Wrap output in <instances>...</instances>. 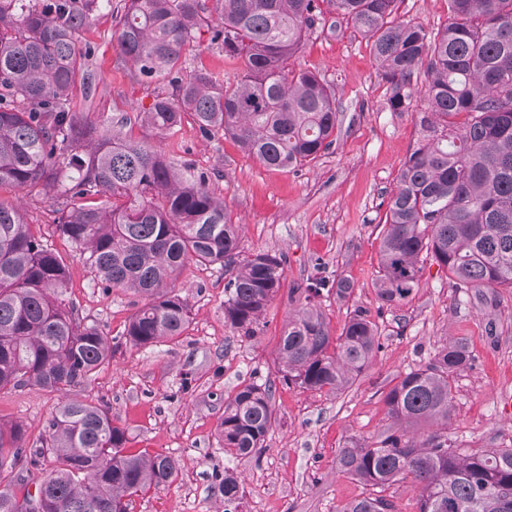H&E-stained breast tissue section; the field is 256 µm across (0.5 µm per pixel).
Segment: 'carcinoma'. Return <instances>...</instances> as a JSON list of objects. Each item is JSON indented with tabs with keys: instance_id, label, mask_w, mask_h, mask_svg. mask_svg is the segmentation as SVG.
<instances>
[{
	"instance_id": "cac0c4a2",
	"label": "carcinoma",
	"mask_w": 512,
	"mask_h": 512,
	"mask_svg": "<svg viewBox=\"0 0 512 512\" xmlns=\"http://www.w3.org/2000/svg\"><path fill=\"white\" fill-rule=\"evenodd\" d=\"M351 21L387 84L394 112L415 94L426 105L420 140L405 161L381 230L376 294L383 307L419 288L427 258L457 288H512V0H448L431 32L398 17L401 0H329ZM95 0H0V189L37 188L63 199L56 231L107 288L147 302L125 341L153 347L185 334L191 308L175 283L192 264L224 269V322L249 337L285 281L287 259L241 254L239 225L206 179L190 180L160 152L124 133V117L96 123L74 112L73 91L95 95L92 50L76 35ZM114 38L141 81L167 82L140 122L167 135L189 112L200 135L232 140L271 169L317 161L341 129L335 92L291 66L323 15L320 0H120ZM235 65L231 77L185 75L182 60L202 31ZM69 272L27 223L0 200V391L37 387L59 402L29 448L27 430L0 419V512H20L35 484L44 512H130L134 499L173 483L178 464L126 447L110 409L69 394L112 359L108 336L80 318L67 296ZM323 281L289 289L304 301L289 315L276 354L283 383L306 391L351 387L381 348L370 312L356 308L339 336L312 298ZM470 361L466 340L448 339L427 364L398 376L385 405L396 430L342 449L340 469L374 488L412 479L418 512H512V448L448 443L453 382ZM272 386L246 383L224 401V454L264 450L275 423ZM435 425L428 435L410 430ZM50 462L45 476H26ZM224 502L240 497L230 474ZM338 512H396L382 496Z\"/></svg>"
}]
</instances>
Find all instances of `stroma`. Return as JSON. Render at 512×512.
Wrapping results in <instances>:
<instances>
[{
	"label": "stroma",
	"instance_id": "1",
	"mask_svg": "<svg viewBox=\"0 0 512 512\" xmlns=\"http://www.w3.org/2000/svg\"><path fill=\"white\" fill-rule=\"evenodd\" d=\"M325 27L315 31L295 59L334 88L342 109L336 144L316 162L271 170L229 140L203 138L192 118L161 135L138 122V112L168 83L132 77L112 37V14L94 10L79 36L93 47L99 92L75 91L81 116L94 122L127 117V135L161 150L177 169L206 178L240 224L243 254L287 257L284 289L270 303L253 337L224 321V272L189 266L177 285L189 302L185 336L146 349L126 345L123 333L142 297L106 288L83 256L56 231L63 207L30 189H0V200L21 203L29 223L69 271L68 296L85 322L112 340V361L74 398L108 406L125 428L128 445L171 456L178 479L135 499L131 512H338L372 487L342 472L337 458L351 443L373 444L390 434L384 396L400 373L429 362L448 337L465 338L474 361L454 383L455 411L448 440L457 448L512 446V288H458L445 271L425 262L420 286L407 301L380 308L375 292L379 245L389 199L400 169L419 141L415 96L405 112L391 111L386 84L367 43L350 23L324 7ZM310 277L348 278L350 298L323 292L317 304L333 333L350 313L370 311L381 349L349 389L311 392L285 386L275 363L276 342L296 305L293 284ZM272 385L277 423L260 457L225 455L217 431L224 401L242 382ZM56 400L35 388L0 392V418L21 422L36 440ZM241 483V496L225 504L217 486L225 472Z\"/></svg>",
	"mask_w": 512,
	"mask_h": 512
}]
</instances>
